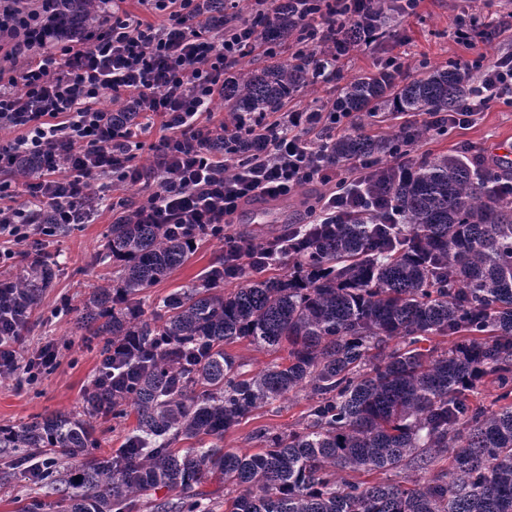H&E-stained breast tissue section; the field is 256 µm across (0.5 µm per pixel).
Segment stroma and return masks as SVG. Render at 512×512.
<instances>
[{"label": "stroma", "instance_id": "obj_1", "mask_svg": "<svg viewBox=\"0 0 512 512\" xmlns=\"http://www.w3.org/2000/svg\"><path fill=\"white\" fill-rule=\"evenodd\" d=\"M463 13H475L494 21L498 34L465 48L453 36L454 19ZM396 30V37L387 39L379 50L349 52L344 59L345 74L380 69L393 56L401 57L405 64L397 76L401 82L417 75L426 64L445 65L466 55L492 61L501 53L512 51V0H421L413 14L400 18ZM507 137L512 138V106L497 103L476 115L468 126L429 132L408 158L416 164L427 155L459 152L465 144L473 152L489 155ZM320 193V187L303 186L297 195L277 200L261 216L256 215L254 205H246L230 231L256 242L266 241L281 234L288 225L299 222L304 212L302 200L317 198ZM142 195V189L137 186L106 193L88 223L71 225L55 237H42L39 253L55 263L57 275L32 307L19 346L31 352L45 342H53L59 365L32 385L26 384L20 374H0V426L18 425L38 414L80 411L83 393L98 373L104 340L78 329L77 309L91 286L106 284L112 277L110 269L96 263L95 257L107 240L113 222V204L122 200L136 202ZM223 257V240L208 234L200 236L187 262L142 293L144 311L153 312L163 297L199 283L207 270ZM307 407L303 394H289L285 400L254 411L230 429L224 435L223 446L240 454L254 453L260 446L259 430L301 427Z\"/></svg>", "mask_w": 512, "mask_h": 512}]
</instances>
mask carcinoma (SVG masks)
<instances>
[{"label":"carcinoma","mask_w":512,"mask_h":512,"mask_svg":"<svg viewBox=\"0 0 512 512\" xmlns=\"http://www.w3.org/2000/svg\"><path fill=\"white\" fill-rule=\"evenodd\" d=\"M386 0L368 19L336 32V44H364L363 30L391 35ZM57 30L78 37L99 19L94 0H57ZM263 41L295 38L289 0L261 19ZM224 77V111L233 120L279 112L317 83L309 54ZM463 62L428 66L403 84L377 71L336 85L322 111L373 117L448 111L470 92ZM413 137L378 138L361 127L333 138L340 166L370 159L388 168L384 189L407 221L396 237L378 224L325 225L308 248L288 253L293 272L248 276L228 293L212 275L159 301L148 318L138 296L183 265L195 240L164 224H113L99 263L115 268L112 286L95 287L78 328L106 337L101 363L134 341L140 356L120 368L109 391L94 383L84 414L136 430L114 456H97L90 422L70 412L0 427L6 477L39 461L34 478L60 494L31 498L22 512H129L135 498L159 487L177 500H154L152 512H512V202L489 195L470 161L424 157L399 177L389 160L418 145ZM56 277L40 259L14 284L34 303ZM433 336L448 347L420 346ZM245 340L287 356L254 374L226 346ZM395 347H389L391 341ZM488 381L493 404L474 400ZM303 391L309 406L298 429L259 432L247 455L219 446L255 410ZM211 442H205V439ZM198 448H177L183 440ZM411 487L368 483L360 474L412 469L429 473ZM224 485V501L201 486Z\"/></svg>","instance_id":"1"}]
</instances>
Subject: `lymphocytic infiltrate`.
<instances>
[{
    "label": "lymphocytic infiltrate",
    "mask_w": 512,
    "mask_h": 512,
    "mask_svg": "<svg viewBox=\"0 0 512 512\" xmlns=\"http://www.w3.org/2000/svg\"><path fill=\"white\" fill-rule=\"evenodd\" d=\"M38 10L26 0H0V47L13 59L11 72L0 69V129L13 130L0 139V238L11 244L0 251V264L16 258L29 228L41 224L43 207L54 210L43 235L88 221L103 194L145 185L141 201L125 207L135 224H164L175 234L210 229L224 237L225 279L243 269L266 267L302 239L288 229L270 245H254L225 233L241 207L258 198L289 197L300 187H327L317 206L307 210L305 225L365 223L404 226L374 183L373 164L338 168L329 156L339 112L266 113L245 121L205 124L204 112L224 94V73L245 53L262 48L252 24L228 14L215 29L201 8L203 0H139L143 9L161 15L153 24L123 9V0H96L101 19L79 42L64 43L52 25L51 0ZM306 31L303 43L318 64L330 65L335 41L322 39L371 13L375 0H294ZM479 73L464 104L451 112H430L428 127L444 130L469 125L495 103L512 105V53L491 62L476 59ZM128 103L146 120H159L163 130L150 146V167L135 165L130 143L133 128L105 121L103 95ZM321 133L318 145L306 132ZM39 159L35 179L20 181L17 161ZM28 320L27 309L0 311V374L24 370L28 382L58 366L52 345L21 358L17 349Z\"/></svg>",
    "instance_id": "obj_1"
}]
</instances>
